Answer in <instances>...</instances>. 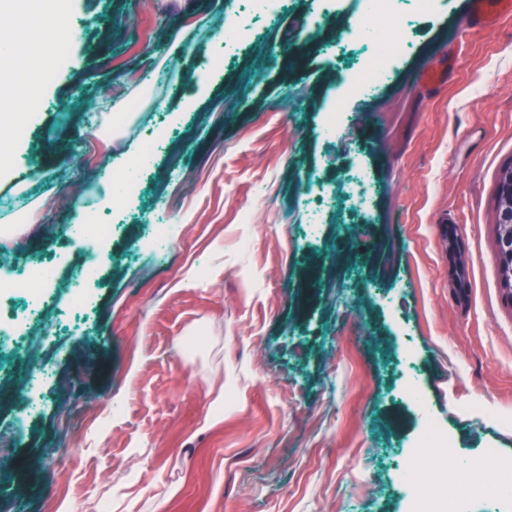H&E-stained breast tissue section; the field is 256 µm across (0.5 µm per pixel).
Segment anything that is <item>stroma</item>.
Masks as SVG:
<instances>
[{"mask_svg":"<svg viewBox=\"0 0 512 512\" xmlns=\"http://www.w3.org/2000/svg\"><path fill=\"white\" fill-rule=\"evenodd\" d=\"M228 2L70 0L76 35L22 111L0 198L26 199L0 230L24 228L22 255L56 253L63 308L84 251L61 233L84 221L63 187L159 111L167 146L137 195L96 201L114 221L87 285L90 327L36 359H0V428L36 362L55 375L0 479L18 512H408L398 461L430 421L451 446L423 456L424 490L445 457L512 459V297L497 255L512 18L485 26L469 0H402L408 52L347 99L327 140L347 62L320 44L360 0H289L197 74L179 48L221 49ZM432 66L442 86L420 82ZM149 67L168 88L142 83ZM354 166L373 189L361 207L335 197ZM305 195L329 200L310 235ZM151 224L173 227L162 260L130 262ZM73 417L91 421L77 436Z\"/></svg>","mask_w":512,"mask_h":512,"instance_id":"stroma-1","label":"stroma"}]
</instances>
